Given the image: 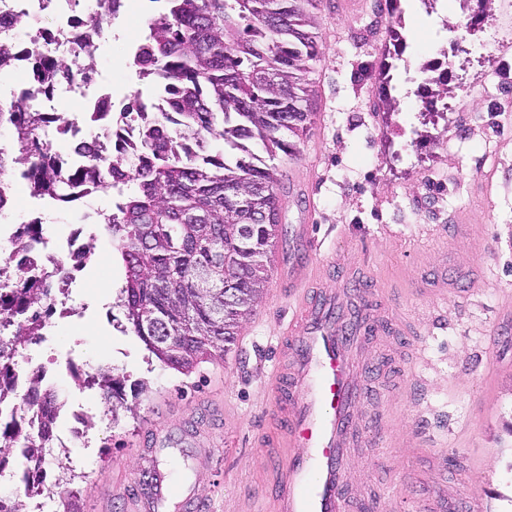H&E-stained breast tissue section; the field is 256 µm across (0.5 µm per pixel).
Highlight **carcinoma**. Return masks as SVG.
<instances>
[{
    "instance_id": "1",
    "label": "carcinoma",
    "mask_w": 512,
    "mask_h": 512,
    "mask_svg": "<svg viewBox=\"0 0 512 512\" xmlns=\"http://www.w3.org/2000/svg\"><path fill=\"white\" fill-rule=\"evenodd\" d=\"M147 20L144 45L134 56L138 77L168 110L148 115L135 150L103 154L82 147L97 188L114 187L122 201L102 232L125 269L117 306L123 330L137 336L165 366L188 373L222 358L240 320L260 297L270 252L282 232L277 178L253 152L291 158L308 129L306 74L319 55L309 9L319 0H164ZM17 148L0 154V172L17 166L36 193L60 196L64 178L48 154L29 143L46 119L20 109L0 112ZM42 239V225L26 224L15 250ZM15 286L0 291V405L24 399L4 386V373L39 336L51 310L53 285L16 266ZM96 380L124 407V381L107 372ZM36 423L0 413V446L27 439L44 448L54 422L44 409Z\"/></svg>"
}]
</instances>
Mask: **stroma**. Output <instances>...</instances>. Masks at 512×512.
I'll return each mask as SVG.
<instances>
[{"label":"stroma","instance_id":"35a3bbf8","mask_svg":"<svg viewBox=\"0 0 512 512\" xmlns=\"http://www.w3.org/2000/svg\"><path fill=\"white\" fill-rule=\"evenodd\" d=\"M344 2L321 0L314 12L311 124L297 157L279 152L272 164L282 227L310 225L322 286L335 287L332 261L344 254L364 271L361 304L388 326L357 350L370 397L346 459V512H418L436 486L460 510L476 493L492 512H512V338L489 344L512 306V0H492L462 40L446 18H468L475 0H401L398 57L387 31L358 37L375 0L354 10ZM145 19L114 27L96 52L97 75L117 95L147 90L130 66L128 32ZM384 69L399 104L389 114L376 90ZM111 207L110 194L96 192L89 209L45 213L44 233L86 236L89 210ZM95 245L74 273L91 290L73 298L70 316L51 313L49 340L25 349L73 360L52 387L65 404L82 403L94 431L92 447L68 453L95 480L56 466L51 481L80 492L81 512H155L144 457L184 489L162 512H270L286 451L260 437L280 424L266 380L291 297L266 286L242 323L244 342L183 374L120 331L122 311L100 288L121 286L124 267L101 262L112 250L106 237ZM104 367L125 382L115 415L78 391L79 371Z\"/></svg>","mask_w":512,"mask_h":512}]
</instances>
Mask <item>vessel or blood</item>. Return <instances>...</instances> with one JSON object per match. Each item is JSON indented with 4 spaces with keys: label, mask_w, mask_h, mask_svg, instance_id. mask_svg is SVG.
<instances>
[{
    "label": "vessel or blood",
    "mask_w": 512,
    "mask_h": 512,
    "mask_svg": "<svg viewBox=\"0 0 512 512\" xmlns=\"http://www.w3.org/2000/svg\"><path fill=\"white\" fill-rule=\"evenodd\" d=\"M316 248L303 224L274 256L289 287L301 291L277 338L267 383L286 424L275 439L288 451L275 479L274 512H345L344 461L365 398L355 349L366 321L352 309L355 289L325 290L300 262V253Z\"/></svg>",
    "instance_id": "vessel-or-blood-1"
}]
</instances>
